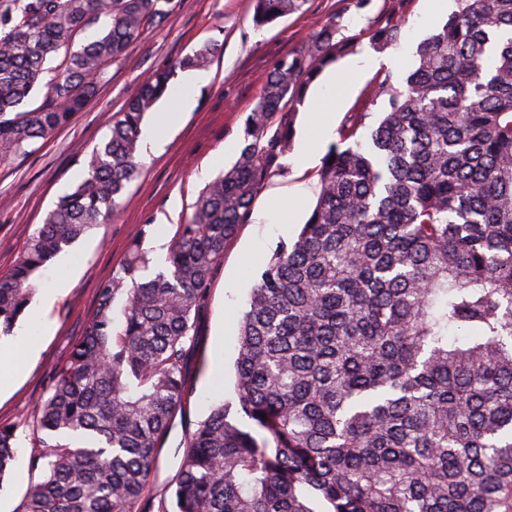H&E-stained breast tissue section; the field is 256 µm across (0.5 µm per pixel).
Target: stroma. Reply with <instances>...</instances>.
I'll return each instance as SVG.
<instances>
[{"mask_svg":"<svg viewBox=\"0 0 512 512\" xmlns=\"http://www.w3.org/2000/svg\"><path fill=\"white\" fill-rule=\"evenodd\" d=\"M455 8V0H447L440 9L433 0H369L361 10L354 0H305L301 10L259 28L252 20L254 0H174L166 22L144 30L126 55L112 64L97 94L73 114L67 126L38 142L27 156L0 163V275H4L58 198L80 180L84 159L109 137L114 113L143 81L205 43L219 45V52L206 66L211 79L197 88L193 108L180 113L175 125L165 131L161 150L139 158V174L123 198L119 215L92 227L65 248L59 261L37 273L38 288H52L60 261L72 268L68 288L48 312L52 327L40 336L37 354L22 363L19 373L0 376V425L29 420L36 402L48 396L52 369L66 361L72 343L83 335L96 307L100 283L120 268L145 226L158 227L163 236H170L174 224L190 214L206 185L201 171L215 176L223 165L236 160L244 119L279 60L300 50L332 17L341 24L340 36L357 38L354 52L358 55L371 51V30L402 22L400 43L384 51L391 65L339 86L335 98L322 101L320 112L300 106L295 121L296 132L314 139L319 135L321 112L331 113L340 126L363 110L365 125L371 128L388 105L383 97L374 106L366 104L377 79L387 73L406 77L417 63L418 46ZM219 154L224 157L220 165L215 162ZM306 219L302 213L293 224L265 226L250 221L227 241L212 274L207 304L196 319L193 353L185 365L189 395L159 443L158 465L139 512H160L169 504L188 432L206 416L211 404L233 396L240 314L262 263L280 241L296 235ZM42 452L36 436L19 433L14 472L0 485V501L7 512H22L29 484L41 477L31 461Z\"/></svg>","mask_w":512,"mask_h":512,"instance_id":"35a3bbf8","label":"stroma"}]
</instances>
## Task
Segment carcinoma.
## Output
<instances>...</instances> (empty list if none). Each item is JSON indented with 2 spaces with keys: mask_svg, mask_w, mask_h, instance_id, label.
I'll list each match as a JSON object with an SVG mask.
<instances>
[{
  "mask_svg": "<svg viewBox=\"0 0 512 512\" xmlns=\"http://www.w3.org/2000/svg\"><path fill=\"white\" fill-rule=\"evenodd\" d=\"M305 0H256L259 25ZM173 0H0V163L81 110L112 62ZM110 25L70 47L100 18ZM332 19L277 63L235 163L176 225L148 275L141 242L99 286L96 310L32 420L55 440L22 512H133L186 396L184 364L224 246L248 221L320 72L353 48ZM402 24L371 35L384 50ZM67 50L59 74L46 62ZM208 43L153 73L112 120L85 176L0 276V337L29 312L33 277L115 215L146 112ZM363 149L362 116L315 170L299 234L259 273L239 319L234 397L189 432L172 512H512V0H457L418 49ZM42 105L25 110L41 87ZM126 295L123 319L113 313ZM0 426V484L18 429Z\"/></svg>",
  "mask_w": 512,
  "mask_h": 512,
  "instance_id": "obj_1",
  "label": "carcinoma"
}]
</instances>
